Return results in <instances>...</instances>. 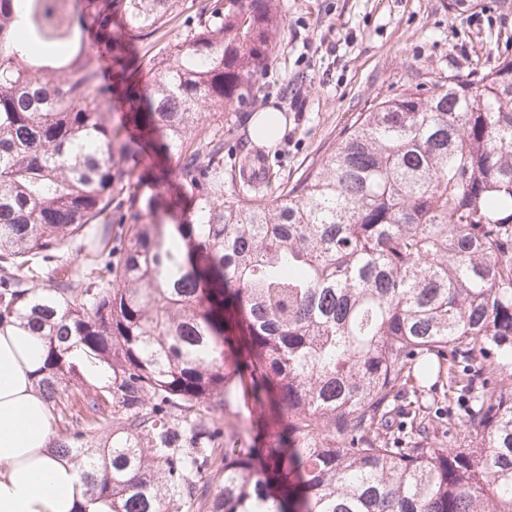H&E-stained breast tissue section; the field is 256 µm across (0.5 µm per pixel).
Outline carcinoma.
<instances>
[{
  "mask_svg": "<svg viewBox=\"0 0 512 512\" xmlns=\"http://www.w3.org/2000/svg\"><path fill=\"white\" fill-rule=\"evenodd\" d=\"M181 2L0 0V319L46 343L58 452L110 512H512V56L273 189L224 142L287 6L169 40ZM74 347L112 374L84 407Z\"/></svg>",
  "mask_w": 512,
  "mask_h": 512,
  "instance_id": "obj_1",
  "label": "carcinoma"
}]
</instances>
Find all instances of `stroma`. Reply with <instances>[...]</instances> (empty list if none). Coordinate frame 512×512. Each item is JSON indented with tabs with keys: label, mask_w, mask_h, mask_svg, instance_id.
Returning <instances> with one entry per match:
<instances>
[{
	"label": "stroma",
	"mask_w": 512,
	"mask_h": 512,
	"mask_svg": "<svg viewBox=\"0 0 512 512\" xmlns=\"http://www.w3.org/2000/svg\"><path fill=\"white\" fill-rule=\"evenodd\" d=\"M287 29L264 90L251 107L286 113L280 153L262 160L295 182L358 113L417 76L467 80L492 52L512 54V12L479 0L464 13L450 0H287Z\"/></svg>",
	"instance_id": "stroma-1"
}]
</instances>
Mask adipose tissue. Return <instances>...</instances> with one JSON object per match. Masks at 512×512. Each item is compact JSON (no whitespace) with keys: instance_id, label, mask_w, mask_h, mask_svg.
Here are the masks:
<instances>
[{"instance_id":"adipose-tissue-1","label":"adipose tissue","mask_w":512,"mask_h":512,"mask_svg":"<svg viewBox=\"0 0 512 512\" xmlns=\"http://www.w3.org/2000/svg\"><path fill=\"white\" fill-rule=\"evenodd\" d=\"M45 358L35 331L0 324V512H108L86 495L82 467L54 447L38 387Z\"/></svg>"}]
</instances>
